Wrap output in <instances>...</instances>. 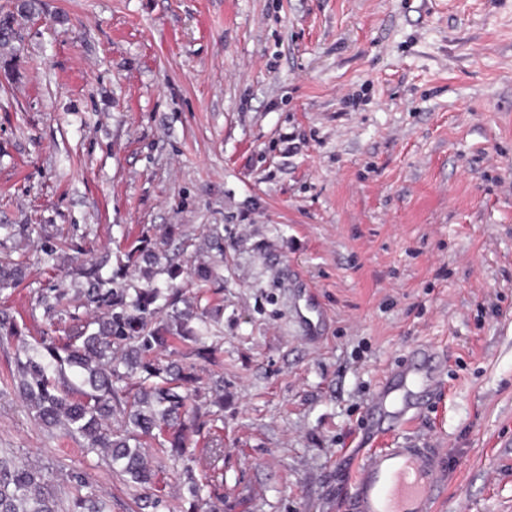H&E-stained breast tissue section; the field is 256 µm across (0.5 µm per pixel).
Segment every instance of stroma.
<instances>
[{
	"instance_id": "obj_1",
	"label": "stroma",
	"mask_w": 512,
	"mask_h": 512,
	"mask_svg": "<svg viewBox=\"0 0 512 512\" xmlns=\"http://www.w3.org/2000/svg\"><path fill=\"white\" fill-rule=\"evenodd\" d=\"M0 224L77 229L131 283L148 235L183 268L179 309L212 322L208 358L173 348L201 429L148 449L143 487L51 437L0 348V450L58 492L348 512L371 399L426 344L442 384L386 442L440 449L434 512H512V0H34L0 44ZM41 245L5 243L26 277L0 307L29 341L77 266Z\"/></svg>"
}]
</instances>
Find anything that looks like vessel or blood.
I'll return each instance as SVG.
<instances>
[{
  "label": "vessel or blood",
  "mask_w": 512,
  "mask_h": 512,
  "mask_svg": "<svg viewBox=\"0 0 512 512\" xmlns=\"http://www.w3.org/2000/svg\"><path fill=\"white\" fill-rule=\"evenodd\" d=\"M420 363H433L436 353L427 347L414 350ZM408 368L400 374L401 386L411 389V399L427 397L434 375ZM405 408L390 409L388 395L379 392L368 409L374 432H382L392 422L403 421ZM440 452L435 448H383L367 456L351 486L355 512H432L437 485Z\"/></svg>",
  "instance_id": "b4317fda"
}]
</instances>
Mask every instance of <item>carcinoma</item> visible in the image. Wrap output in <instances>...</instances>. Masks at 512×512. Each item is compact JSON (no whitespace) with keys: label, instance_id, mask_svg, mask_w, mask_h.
<instances>
[{"label":"carcinoma","instance_id":"carcinoma-1","mask_svg":"<svg viewBox=\"0 0 512 512\" xmlns=\"http://www.w3.org/2000/svg\"><path fill=\"white\" fill-rule=\"evenodd\" d=\"M22 232L45 234L43 264L54 267L59 252L81 256L77 267L81 297L72 303L69 289L50 283L51 297L43 296L32 310H43L55 336L28 343L18 336L14 320L0 316V347L17 345L15 367L18 389L41 424L61 436L80 438L85 447L101 449L133 484L153 482L142 449L156 446L178 453L189 436L199 431L190 408L191 395L181 388L195 380L190 369L163 362L159 353L175 343L192 344L195 355L208 352V317L192 318L176 312L158 318L152 308L160 291L154 286L157 256L146 246L128 257L138 267L145 287L123 282V273L107 268L108 257H96L85 237L63 231L48 232L24 224ZM22 263L10 252L0 254V292L22 281ZM124 348L120 362L113 348ZM142 376L138 388L128 386L135 370ZM62 499L48 489L42 474L0 454V512H62ZM102 500L71 499L68 512H107Z\"/></svg>","mask_w":512,"mask_h":512}]
</instances>
